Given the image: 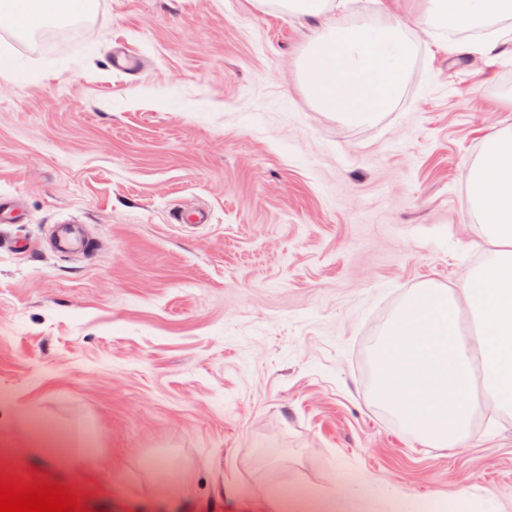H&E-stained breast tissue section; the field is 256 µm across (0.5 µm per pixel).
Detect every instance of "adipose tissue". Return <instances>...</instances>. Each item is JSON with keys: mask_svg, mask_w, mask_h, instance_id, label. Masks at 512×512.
Here are the masks:
<instances>
[{"mask_svg": "<svg viewBox=\"0 0 512 512\" xmlns=\"http://www.w3.org/2000/svg\"><path fill=\"white\" fill-rule=\"evenodd\" d=\"M418 10L410 21L396 20L377 25L365 22L353 28L338 23L325 25L310 41L302 61L310 94L323 110L339 113L357 123L372 121L400 95L404 78L413 62L416 27L443 30L473 28L486 21L512 16V0H416ZM89 0H0V21L16 30L31 31L62 10L79 13ZM86 435L74 425L68 435L48 426L31 435V443L42 450L68 447L66 466L82 460L80 446Z\"/></svg>", "mask_w": 512, "mask_h": 512, "instance_id": "obj_1", "label": "adipose tissue"}]
</instances>
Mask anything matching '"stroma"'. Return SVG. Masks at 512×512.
<instances>
[{"instance_id": "35a3bbf8", "label": "stroma", "mask_w": 512, "mask_h": 512, "mask_svg": "<svg viewBox=\"0 0 512 512\" xmlns=\"http://www.w3.org/2000/svg\"><path fill=\"white\" fill-rule=\"evenodd\" d=\"M351 0L342 18L405 16ZM323 16L286 0H94L59 39L0 24V472L91 512H269L285 491L512 512V413L453 448L378 403L375 345L419 289L484 254L466 173L512 126V17L419 30L401 96L369 124L299 71ZM145 62L112 66L117 44ZM203 206L206 224H180ZM95 248L61 255L51 227ZM27 243L20 252L19 243ZM81 423L63 468L30 431Z\"/></svg>"}]
</instances>
